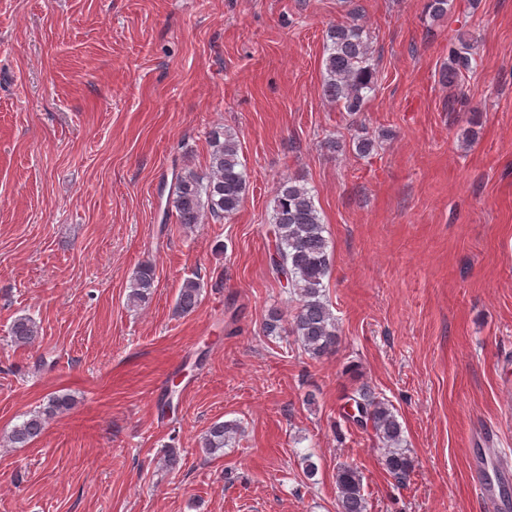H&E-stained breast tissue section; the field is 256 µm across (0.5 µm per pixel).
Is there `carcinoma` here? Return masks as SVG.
<instances>
[{"mask_svg": "<svg viewBox=\"0 0 512 512\" xmlns=\"http://www.w3.org/2000/svg\"><path fill=\"white\" fill-rule=\"evenodd\" d=\"M477 66L475 44L464 33H457L448 43V65L441 73L442 82L457 87ZM324 67V97L343 105L348 112L362 111L367 93L377 83V74L371 64V47L359 25L341 24L329 29ZM210 148L207 175L186 170L173 174L166 212L175 214L180 224H200L207 216L216 219L230 216L244 201L247 179L239 158L237 138L226 131L214 130L210 135ZM271 224L277 252L270 253L269 266L276 277H287L289 293L298 297V306L291 316V333L310 358L319 360L335 350L339 327L324 300V279L330 270L329 242L324 236L325 227L314 195L301 180L286 177L278 182ZM154 283L153 266H139L130 283V304L148 300ZM200 296V281L188 278L179 290L176 308L183 314H190L198 307ZM282 321L281 309L272 308L263 332L268 336L279 335ZM10 335L15 344L27 346L37 340L38 328L33 319L23 316L14 320ZM349 400L364 408V415L356 423L371 428L384 445L385 469L396 478L406 477L413 462L399 448L403 429L392 405L375 396L366 385L357 387ZM71 405L67 395L49 398L43 409L14 426L9 441L14 445H27L43 433L49 419L67 412ZM237 432L238 424L234 421L215 422L203 434L201 448L210 455L221 454ZM336 487L338 512H367L362 474L357 467L339 465Z\"/></svg>", "mask_w": 512, "mask_h": 512, "instance_id": "cac0c4a2", "label": "carcinoma"}]
</instances>
